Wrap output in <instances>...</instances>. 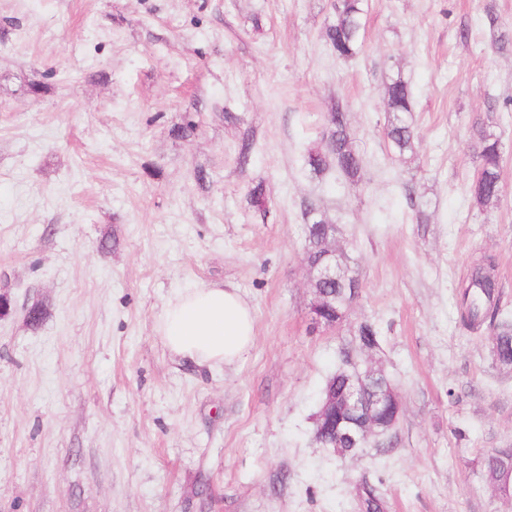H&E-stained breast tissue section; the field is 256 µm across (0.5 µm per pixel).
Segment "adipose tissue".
I'll return each mask as SVG.
<instances>
[{
  "instance_id": "ef3b65f1",
  "label": "adipose tissue",
  "mask_w": 512,
  "mask_h": 512,
  "mask_svg": "<svg viewBox=\"0 0 512 512\" xmlns=\"http://www.w3.org/2000/svg\"><path fill=\"white\" fill-rule=\"evenodd\" d=\"M255 316L238 288L205 286L168 300L156 330L168 348L198 365L231 363L254 341Z\"/></svg>"
}]
</instances>
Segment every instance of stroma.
<instances>
[{
	"label": "stroma",
	"mask_w": 512,
	"mask_h": 512,
	"mask_svg": "<svg viewBox=\"0 0 512 512\" xmlns=\"http://www.w3.org/2000/svg\"><path fill=\"white\" fill-rule=\"evenodd\" d=\"M332 3L0 0V512H357L364 482L387 512H512L484 478L486 454L512 448V367L456 307L490 255L512 315V47L492 46L512 0H372L351 59L325 43ZM397 75L414 97L405 161L383 138ZM338 100L356 183L303 166ZM490 111L504 195L485 210L467 185ZM307 199L359 282L333 328L312 313ZM224 283L254 309L250 351L173 355L155 331L166 302ZM365 320L379 345L355 359L402 412L389 451L341 459L315 414Z\"/></svg>",
	"instance_id": "35a3bbf8"
}]
</instances>
